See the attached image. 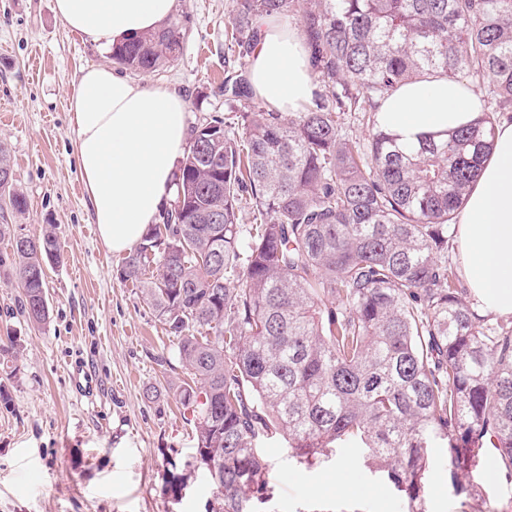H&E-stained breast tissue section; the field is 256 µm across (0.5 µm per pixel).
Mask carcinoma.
<instances>
[{
	"label": "carcinoma",
	"mask_w": 512,
	"mask_h": 512,
	"mask_svg": "<svg viewBox=\"0 0 512 512\" xmlns=\"http://www.w3.org/2000/svg\"><path fill=\"white\" fill-rule=\"evenodd\" d=\"M300 16L326 94L299 112L256 102L243 75L224 78L237 125L192 130L177 191L147 226L122 277L174 340L191 382L180 390L197 446L189 466L215 489L208 512H259L272 498L264 449L280 434L303 465L361 453L425 512L429 449L458 475L485 449L512 470V321L482 315L458 287L454 231L487 160L497 114L512 110V0H238L232 38L253 51L259 17ZM181 50L175 23L112 49L123 69L156 72ZM486 82L474 123L400 144L378 126V102L421 78ZM362 114L371 128L344 130ZM22 214L26 196L0 187ZM250 205L260 223L238 222ZM0 258L27 320L49 318L51 230ZM180 472L164 487L181 499Z\"/></svg>",
	"instance_id": "cac0c4a2"
}]
</instances>
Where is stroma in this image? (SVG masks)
I'll return each mask as SVG.
<instances>
[{"instance_id": "obj_1", "label": "stroma", "mask_w": 512, "mask_h": 512, "mask_svg": "<svg viewBox=\"0 0 512 512\" xmlns=\"http://www.w3.org/2000/svg\"><path fill=\"white\" fill-rule=\"evenodd\" d=\"M54 2L0 0V142L28 202L7 221L33 237L53 229L61 244L45 268L46 324L27 322L0 268V339L20 342L0 363V512H206L214 488L203 471L180 503L165 493L163 474L184 469L196 446L179 402L187 373L152 305L121 278L123 254L100 244L77 169L69 99L81 69L112 56L70 32ZM235 14L236 0H180L178 59L132 79L176 90L190 126L235 122L224 69H249L229 37ZM76 366L94 375L93 393L78 390ZM259 445L270 512H403L401 492L354 451L307 466L287 457L280 435ZM430 457L426 512H512L511 473L472 467L461 481L479 487L477 501L454 492L440 449Z\"/></svg>"}]
</instances>
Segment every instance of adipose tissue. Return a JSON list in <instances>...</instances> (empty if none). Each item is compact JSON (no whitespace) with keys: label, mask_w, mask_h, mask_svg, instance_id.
<instances>
[{"label":"adipose tissue","mask_w":512,"mask_h":512,"mask_svg":"<svg viewBox=\"0 0 512 512\" xmlns=\"http://www.w3.org/2000/svg\"><path fill=\"white\" fill-rule=\"evenodd\" d=\"M179 0H55L63 23L108 50L156 31ZM262 36L249 83L269 108L293 112L316 89L307 44L288 23L260 22ZM77 166L99 239L110 252L130 251L158 223L176 189L177 162L188 143L185 100L132 80L108 65L85 69L69 100ZM482 101L461 80L419 79L381 100L380 126L400 143L475 122ZM493 149L459 213L458 244L468 288L485 312L512 315V120L499 121Z\"/></svg>","instance_id":"ef3b65f1"}]
</instances>
